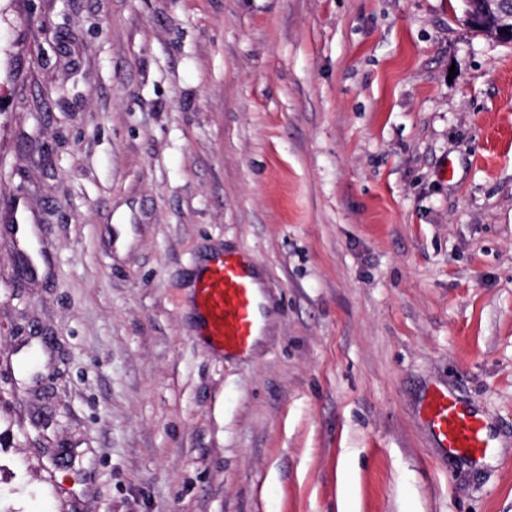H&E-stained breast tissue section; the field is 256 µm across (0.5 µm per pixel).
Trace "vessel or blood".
<instances>
[{
	"label": "vessel or blood",
	"mask_w": 512,
	"mask_h": 512,
	"mask_svg": "<svg viewBox=\"0 0 512 512\" xmlns=\"http://www.w3.org/2000/svg\"><path fill=\"white\" fill-rule=\"evenodd\" d=\"M198 334L215 351L246 352L260 329L262 298L253 264L240 255L214 257L198 275L192 296ZM424 417L439 447L474 461L484 459L493 442L483 420L443 390L433 392Z\"/></svg>",
	"instance_id": "b4317fda"
}]
</instances>
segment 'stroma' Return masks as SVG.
Wrapping results in <instances>:
<instances>
[{
    "mask_svg": "<svg viewBox=\"0 0 512 512\" xmlns=\"http://www.w3.org/2000/svg\"><path fill=\"white\" fill-rule=\"evenodd\" d=\"M460 17L0 0V512H512V46ZM223 253L272 304L236 356L189 303ZM424 417L438 446L448 453L479 461L492 452L483 420L448 392L437 390L429 396Z\"/></svg>",
    "mask_w": 512,
    "mask_h": 512,
    "instance_id": "1",
    "label": "stroma"
}]
</instances>
